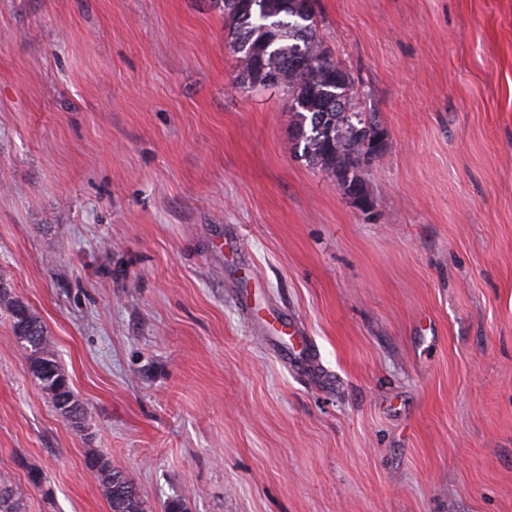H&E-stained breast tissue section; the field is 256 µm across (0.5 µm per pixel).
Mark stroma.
Instances as JSON below:
<instances>
[{
  "label": "stroma",
  "mask_w": 512,
  "mask_h": 512,
  "mask_svg": "<svg viewBox=\"0 0 512 512\" xmlns=\"http://www.w3.org/2000/svg\"><path fill=\"white\" fill-rule=\"evenodd\" d=\"M317 20L388 133L368 214L236 90L215 0H0V280L87 410L0 318L24 512H110L94 455L152 512H512V0ZM0 316L9 321L27 353L38 386L53 407L69 422L82 424L86 410L70 386L46 328L30 306L0 282Z\"/></svg>",
  "instance_id": "obj_1"
}]
</instances>
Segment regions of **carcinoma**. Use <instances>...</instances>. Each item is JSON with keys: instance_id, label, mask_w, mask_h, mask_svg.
I'll use <instances>...</instances> for the list:
<instances>
[{"instance_id": "1", "label": "carcinoma", "mask_w": 512, "mask_h": 512, "mask_svg": "<svg viewBox=\"0 0 512 512\" xmlns=\"http://www.w3.org/2000/svg\"><path fill=\"white\" fill-rule=\"evenodd\" d=\"M306 0H253L251 12L240 14L224 0V27L238 63L236 87L253 90L264 80L258 63L283 74L281 90L294 112L295 150L308 164L334 178L346 173L365 181L364 169L353 165V156L363 151L361 132L377 122L372 112L360 109L355 99L340 103L344 91L354 86L349 72L326 54L318 35L316 12L303 11ZM296 60L310 65L293 66ZM0 316L9 321L14 335L27 353L38 386L53 407L69 422L82 424L86 410L70 386L46 328L30 306L0 283ZM103 488L111 512H148L133 480L101 457L88 460ZM24 490L0 483V512H24Z\"/></svg>"}]
</instances>
